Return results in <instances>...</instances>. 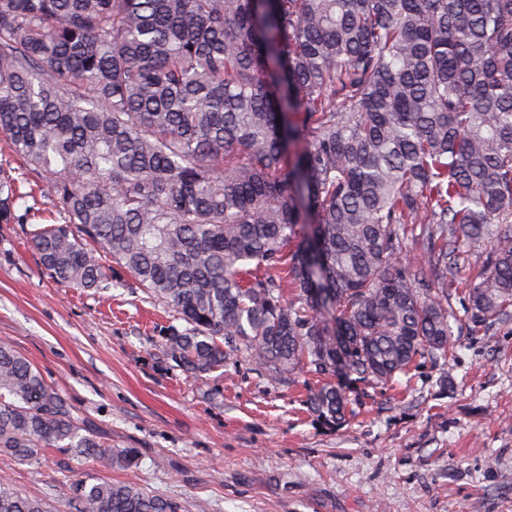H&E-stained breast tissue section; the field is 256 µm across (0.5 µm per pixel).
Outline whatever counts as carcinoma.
Returning a JSON list of instances; mask_svg holds the SVG:
<instances>
[{"label": "carcinoma", "mask_w": 512, "mask_h": 512, "mask_svg": "<svg viewBox=\"0 0 512 512\" xmlns=\"http://www.w3.org/2000/svg\"><path fill=\"white\" fill-rule=\"evenodd\" d=\"M0 138L60 223L5 171L0 222L57 284L174 308L161 348L190 376L244 354L326 378L324 424L512 316V0H0ZM47 448L137 462L1 340L0 452ZM65 503L181 512L134 480L68 479ZM0 512L52 508L1 478ZM20 203L34 206L35 218L32 219V223H52L48 221V217L51 214V210H55L56 207L53 198L47 191H44L42 194L37 193L35 201L29 197L26 202L21 200Z\"/></svg>", "instance_id": "obj_1"}]
</instances>
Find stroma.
<instances>
[{"label":"stroma","mask_w":512,"mask_h":512,"mask_svg":"<svg viewBox=\"0 0 512 512\" xmlns=\"http://www.w3.org/2000/svg\"><path fill=\"white\" fill-rule=\"evenodd\" d=\"M175 311L137 288L57 286L21 225L0 223V340L38 368L134 470L56 448L40 464L0 454V476L64 508L63 477L135 479L182 512H512V323L460 330L447 369L424 364L352 392L342 427L306 399L316 377L271 381L247 356L187 376L161 349ZM452 384L441 391L440 372Z\"/></svg>","instance_id":"1"}]
</instances>
